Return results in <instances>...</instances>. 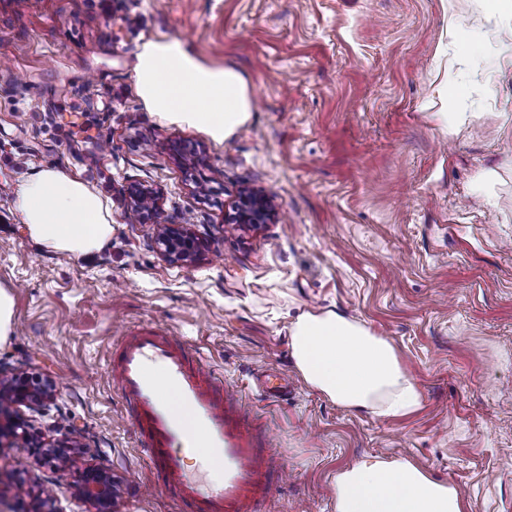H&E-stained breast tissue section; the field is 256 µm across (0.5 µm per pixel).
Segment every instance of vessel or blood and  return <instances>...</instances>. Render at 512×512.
<instances>
[{
    "instance_id": "b4317fda",
    "label": "vessel or blood",
    "mask_w": 512,
    "mask_h": 512,
    "mask_svg": "<svg viewBox=\"0 0 512 512\" xmlns=\"http://www.w3.org/2000/svg\"><path fill=\"white\" fill-rule=\"evenodd\" d=\"M110 376L143 460L181 512H264L278 484L272 460L252 433L250 410L204 356L170 331L141 327L123 337ZM289 385L280 372L256 380L270 399L286 397ZM182 408L191 422L180 418ZM189 448L201 451L193 466L186 462ZM216 460L224 463V478L213 484L208 471Z\"/></svg>"
}]
</instances>
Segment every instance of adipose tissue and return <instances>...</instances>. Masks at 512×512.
Listing matches in <instances>:
<instances>
[{
	"instance_id": "adipose-tissue-1",
	"label": "adipose tissue",
	"mask_w": 512,
	"mask_h": 512,
	"mask_svg": "<svg viewBox=\"0 0 512 512\" xmlns=\"http://www.w3.org/2000/svg\"><path fill=\"white\" fill-rule=\"evenodd\" d=\"M480 4L501 24L496 44L453 20L449 36L465 55L489 53L496 66H512V0ZM134 83L151 114L219 143L251 117L244 75L202 63L178 39L145 42ZM12 198L31 240L48 250L86 256L112 238L110 201L79 175L41 168L13 184ZM291 349L304 381L340 406L395 417L419 404L391 342L339 313L302 316L291 330ZM336 512H466V505L454 486L431 479L409 460L368 457L337 474Z\"/></svg>"
}]
</instances>
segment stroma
Masks as SVG:
<instances>
[{"instance_id":"35a3bbf8","label":"stroma","mask_w":512,"mask_h":512,"mask_svg":"<svg viewBox=\"0 0 512 512\" xmlns=\"http://www.w3.org/2000/svg\"><path fill=\"white\" fill-rule=\"evenodd\" d=\"M495 40L476 0H0V288L13 299L0 363L52 380L41 436L73 429L55 473L0 439V512H59L105 467L112 512H179L151 490L106 364L122 328L173 329L237 387L287 484L267 512H336V475L406 458L455 486L467 512H512V67L455 56L448 16ZM167 36L239 69L250 121L217 143L148 112L134 89L144 42ZM463 99L447 96L449 80ZM459 113L455 128L436 109ZM42 167L77 172L112 202V240L87 257L31 241L6 187ZM162 191L131 222L124 188ZM271 198L259 228L227 223L242 192ZM206 224L172 263L160 224ZM332 310L388 338L420 405L352 412L298 373L290 331ZM287 373V400L255 379Z\"/></svg>"}]
</instances>
